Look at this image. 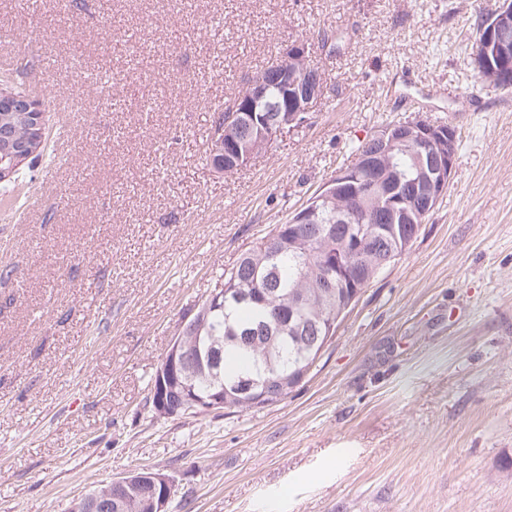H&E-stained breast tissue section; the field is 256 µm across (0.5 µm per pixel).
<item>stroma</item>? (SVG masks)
Wrapping results in <instances>:
<instances>
[{
  "instance_id": "35a3bbf8",
  "label": "stroma",
  "mask_w": 512,
  "mask_h": 512,
  "mask_svg": "<svg viewBox=\"0 0 512 512\" xmlns=\"http://www.w3.org/2000/svg\"><path fill=\"white\" fill-rule=\"evenodd\" d=\"M501 3L0 0V52L38 47L0 80L40 77L46 109L0 194V512H69L137 469L173 478L169 512H512V90L469 66ZM294 41L324 76L307 124L215 172L214 110ZM418 114L456 130L448 192L303 383L156 415L148 383L225 270Z\"/></svg>"
}]
</instances>
